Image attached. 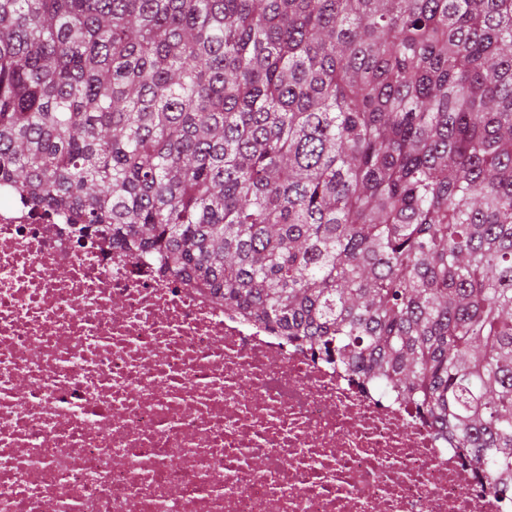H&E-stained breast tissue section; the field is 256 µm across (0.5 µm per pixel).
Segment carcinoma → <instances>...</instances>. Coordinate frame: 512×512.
Masks as SVG:
<instances>
[{
    "mask_svg": "<svg viewBox=\"0 0 512 512\" xmlns=\"http://www.w3.org/2000/svg\"><path fill=\"white\" fill-rule=\"evenodd\" d=\"M0 181L512 486V0H0Z\"/></svg>",
    "mask_w": 512,
    "mask_h": 512,
    "instance_id": "carcinoma-1",
    "label": "carcinoma"
}]
</instances>
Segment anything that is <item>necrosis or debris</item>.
Masks as SVG:
<instances>
[{
  "mask_svg": "<svg viewBox=\"0 0 512 512\" xmlns=\"http://www.w3.org/2000/svg\"><path fill=\"white\" fill-rule=\"evenodd\" d=\"M455 436L0 184V512H507Z\"/></svg>",
  "mask_w": 512,
  "mask_h": 512,
  "instance_id": "necrosis-or-debris-1",
  "label": "necrosis or debris"
}]
</instances>
